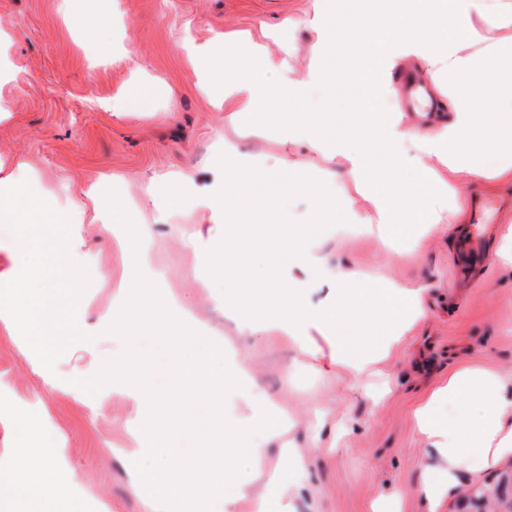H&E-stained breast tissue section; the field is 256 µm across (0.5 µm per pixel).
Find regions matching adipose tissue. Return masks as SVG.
Wrapping results in <instances>:
<instances>
[{
	"label": "adipose tissue",
	"mask_w": 512,
	"mask_h": 512,
	"mask_svg": "<svg viewBox=\"0 0 512 512\" xmlns=\"http://www.w3.org/2000/svg\"><path fill=\"white\" fill-rule=\"evenodd\" d=\"M481 20L486 33L474 32ZM318 38L310 65L298 77L268 83L256 59L259 47L232 43L224 47L187 42L185 50L198 87L211 91L217 106L235 129L264 137L275 132L285 142H304L313 150L346 163L355 187L372 205L366 217L348 201L324 200L310 223L288 224L279 216V200L292 192L322 194L321 185L290 164L257 168L253 157L225 142L217 155L224 184L195 191L193 177L184 174L177 187L156 184L158 194L172 203L190 200L223 224L224 235L204 253L206 277L224 280V314L240 331L274 332L309 351V331L316 328L335 337L332 361L363 370L386 355L425 313L422 289L402 292L395 284L377 291L359 287L356 272L333 260L321 248L329 225L356 233L378 232L386 246L401 225H419L427 238L458 223L461 213L449 208L458 196L432 194L424 178H438L440 169L466 180L512 184V0L489 8L486 0H389L383 15L351 9L337 0L328 12L310 20ZM415 67L433 85L447 83L448 98L431 119L416 127L402 117L377 111L374 96L392 82L398 66ZM321 86L329 97L358 98L349 112H305L301 101L307 88ZM420 145L423 179L400 176L402 148L407 139ZM498 158L488 167L487 156ZM97 221L112 227L127 254L122 275L112 282V314L100 320L97 332L123 340L152 331L167 338L180 367V402L151 394L143 380L144 365L127 352L104 375L113 395L139 412L131 429L133 444L126 457L143 450L170 431L181 428L186 402L206 399L212 416L203 429L213 435L210 447L190 460H162L154 468L156 494L147 512H211L223 501L224 512H237L241 501H253L256 512H287L283 492L304 470V461L284 448L279 463L239 476L243 458H259L250 446L255 430L285 437L288 419L269 399L255 396L244 355L228 341H219L196 324L174 294L160 287L147 259V227L129 224L120 211L100 209ZM263 249L269 265L263 279L250 277L248 265L255 249ZM325 267L333 272L332 299L307 306L306 282L292 268ZM238 394L250 407L248 417L224 422V396ZM456 404L454 419L437 411L442 401ZM485 412L474 417L475 404ZM417 428L438 452V475L425 492L430 512H440L448 494L458 488L461 471L481 462L512 456V397L505 396L500 376L470 369L451 373L415 412ZM55 453L44 449L37 461L19 459L0 471V512H48L54 500L65 499V485L53 479ZM235 482L233 497H225L226 482ZM265 494L253 492L254 484Z\"/></svg>",
	"instance_id": "ef3b65f1"
}]
</instances>
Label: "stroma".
Returning a JSON list of instances; mask_svg holds the SVG:
<instances>
[{
	"label": "stroma",
	"instance_id": "obj_1",
	"mask_svg": "<svg viewBox=\"0 0 512 512\" xmlns=\"http://www.w3.org/2000/svg\"><path fill=\"white\" fill-rule=\"evenodd\" d=\"M323 0H112L107 26L121 52L104 51L76 20L86 0H0V34L9 37L16 68L0 81V178L36 175L55 209L81 202L80 236L72 258L86 265L91 284L78 310L87 328L112 313V282L125 258L110 231L94 224V205L83 191L99 185L106 205L124 209L127 220L148 227L154 244L151 266L198 321L232 337L244 354L259 392L269 395L293 423L290 438L306 474L289 494L291 512H428L422 493L436 476L437 453L419 433L413 411L433 384L457 368L473 366L512 378V267L499 253L504 213L489 233L486 263L461 253L457 231L408 247L392 257L381 238L364 234L328 237L325 247L356 269L364 282L394 281L424 288L426 319L390 354L355 376L332 364L333 343L312 332L313 356L300 355L288 340L248 336L224 315V283L201 285V260L189 249L223 234L208 211L173 208L151 191L161 178L188 171L207 189L224 179L215 146L234 142L259 168L296 163L327 193L351 198L362 212L339 158L303 144L238 134L211 96L196 85L183 43L224 37L263 46L273 69L270 82L299 76L309 66L317 38L309 20ZM151 97L148 111L123 108L128 94ZM134 351L146 363L150 387L168 394L174 386L171 353L154 333L134 346L96 336L70 348L54 377L28 345L0 321V469L12 450L51 448L55 477L69 487L55 512H146L149 479L136 478L137 462L117 456L128 442L135 414L113 398L103 367Z\"/></svg>",
	"mask_w": 512,
	"mask_h": 512
}]
</instances>
